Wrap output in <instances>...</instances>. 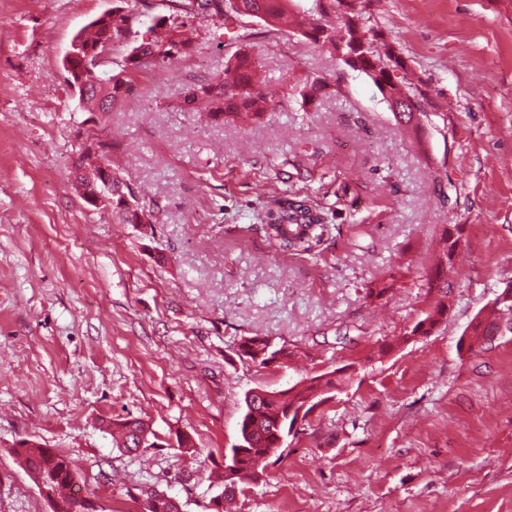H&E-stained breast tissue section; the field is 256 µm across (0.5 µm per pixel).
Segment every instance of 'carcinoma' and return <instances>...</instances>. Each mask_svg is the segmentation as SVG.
I'll list each match as a JSON object with an SVG mask.
<instances>
[{
  "label": "carcinoma",
  "mask_w": 512,
  "mask_h": 512,
  "mask_svg": "<svg viewBox=\"0 0 512 512\" xmlns=\"http://www.w3.org/2000/svg\"><path fill=\"white\" fill-rule=\"evenodd\" d=\"M119 2L124 4L123 15L112 22L94 20L89 23L78 33L82 44L94 48L107 42L116 44L124 41L123 24L130 16L136 21L145 16L146 4L142 0ZM288 2L290 0H241V5L236 8L232 0H170L171 10L164 22L157 21L149 26L151 31L162 29L161 35L150 42L132 47L121 59L112 60L111 98L115 100L122 94L132 73L149 66H164L186 53L189 42L182 38L184 18L191 15L225 18L231 8L239 16L257 18L270 27L281 26L288 24ZM309 2L308 6L298 5V11L294 14L295 26L302 36L335 50L345 65L369 77L385 99L403 92L412 93L410 87L396 76L403 64L395 54L394 47L372 35V28L368 27L367 18L362 13H353L338 25L314 23L311 17L323 13V6L321 0ZM260 84V76L252 57L243 49L228 63L223 74L190 89L183 99L184 108L207 112L215 120L244 112H263L266 102ZM78 153L79 165L94 174L104 166L111 167L107 145L100 141L93 149L88 148L85 142L80 143ZM285 211L288 224L280 231L283 239L279 244L294 248L302 240L304 225L318 223V212L307 199L288 200ZM499 329V323L494 320L476 319L469 333L470 348L484 344ZM241 347L240 356L260 365L274 361L278 355L292 361L299 354L297 348L278 346L260 334L242 338ZM341 382L342 378L336 377V372L331 371L303 378L286 389V399L245 394L244 410L239 420L238 443L230 448L238 458L234 459L231 472L220 475L223 493L228 494L247 481H255L264 473L269 459L274 456L288 407L312 396L320 398L324 393L329 394ZM108 428L115 445L128 452L135 451L138 434L145 430L144 423L136 418L111 419ZM52 455L53 466L48 475L58 495L60 512H74L71 509V495L65 493V490L71 488L70 478L76 474V464L62 453L54 451ZM19 457L27 472L42 469L43 449L33 446L21 452Z\"/></svg>",
  "instance_id": "1"
}]
</instances>
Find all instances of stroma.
Here are the masks:
<instances>
[{"label": "stroma", "mask_w": 512, "mask_h": 512, "mask_svg": "<svg viewBox=\"0 0 512 512\" xmlns=\"http://www.w3.org/2000/svg\"><path fill=\"white\" fill-rule=\"evenodd\" d=\"M323 5L332 21L363 10L394 46L425 93L417 126L327 48L250 17L189 19L188 54L82 112L62 61L111 0H0V512H51L16 457L25 439L71 457L104 512H141L150 490L211 512L245 392L343 366L236 512H512V328L459 347L512 281V0ZM245 42L268 110H181ZM303 77L326 83L314 101ZM86 132L151 223L74 189ZM293 197L321 211L316 253L263 230ZM440 303L433 332L412 336ZM257 333L305 355L240 360ZM128 416L148 431L135 454L102 425Z\"/></svg>", "instance_id": "35a3bbf8"}]
</instances>
